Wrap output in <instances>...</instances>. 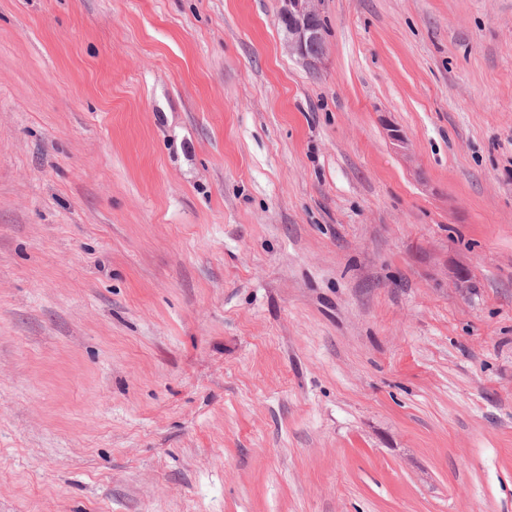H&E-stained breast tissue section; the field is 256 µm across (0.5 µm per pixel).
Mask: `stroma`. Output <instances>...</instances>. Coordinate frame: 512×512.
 Segmentation results:
<instances>
[{
  "mask_svg": "<svg viewBox=\"0 0 512 512\" xmlns=\"http://www.w3.org/2000/svg\"><path fill=\"white\" fill-rule=\"evenodd\" d=\"M314 6L0 0V512H512V0ZM280 17L288 36V49L316 65L323 57L324 25L314 7V0H280ZM323 28V29H322Z\"/></svg>",
  "mask_w": 512,
  "mask_h": 512,
  "instance_id": "obj_1",
  "label": "stroma"
}]
</instances>
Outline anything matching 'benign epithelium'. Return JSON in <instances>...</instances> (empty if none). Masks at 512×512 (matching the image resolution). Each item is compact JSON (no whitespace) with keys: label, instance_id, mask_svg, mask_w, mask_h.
Listing matches in <instances>:
<instances>
[{"label":"benign epithelium","instance_id":"benign-epithelium-1","mask_svg":"<svg viewBox=\"0 0 512 512\" xmlns=\"http://www.w3.org/2000/svg\"><path fill=\"white\" fill-rule=\"evenodd\" d=\"M280 17L288 36L290 52L317 64L323 57V29L318 24L314 0H280Z\"/></svg>","mask_w":512,"mask_h":512}]
</instances>
